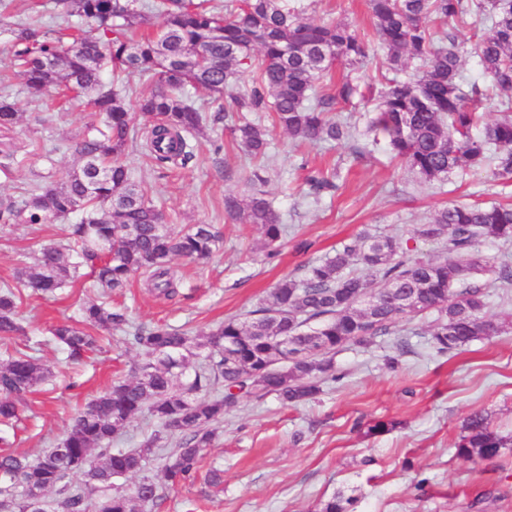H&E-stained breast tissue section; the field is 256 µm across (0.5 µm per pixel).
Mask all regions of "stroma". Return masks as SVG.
Masks as SVG:
<instances>
[{
    "mask_svg": "<svg viewBox=\"0 0 512 512\" xmlns=\"http://www.w3.org/2000/svg\"><path fill=\"white\" fill-rule=\"evenodd\" d=\"M290 2L313 21L342 20L367 38L375 36L367 0ZM37 15L48 31L81 25L78 18L59 17L55 0H13L0 12V74L8 75L20 114L12 132H0V145L17 147L11 175L0 174V198L19 199L34 185L65 181L78 166L75 141L89 126L104 124L102 115L82 103L32 96L10 74L11 30ZM385 58L381 51L334 70L358 86L351 102L334 110L351 126L350 140L292 139L268 112H231L216 122L214 107L197 92L189 101L210 121L204 136L192 139L195 158L187 166L157 168L138 146H129L127 164L168 222L216 225L224 241L207 262L175 265L176 297L155 296L137 280L116 295V303L136 322L206 333L263 305L283 276H303L309 265L362 232L405 239L414 251L437 258L441 243L413 236L436 211L453 203H512V180L479 169L426 183L393 156L385 140L366 136L389 76ZM242 117L266 128L267 157L238 150L230 127ZM310 168L335 175V195L306 196ZM255 174L264 178L267 197L288 227L271 260L256 227L224 211L225 196L247 195ZM61 238L57 224H0V285L12 282L41 246ZM96 297L88 287L56 299L24 297V325L31 339L42 341L40 357L52 375L9 431L14 450L34 458L59 442L76 413L113 379L128 376L136 362V346L119 333L103 353L79 365L48 344L53 324L78 318L80 303ZM435 317L432 311L403 317L390 335L337 349L336 380L326 381L308 402L285 406L272 395L241 399L202 451L204 468L223 470V485L212 488L199 479L164 490L148 512H318L338 493L352 499V512H512V452L494 461L453 453L462 422L473 411H485L501 431H512V328L440 355L429 345ZM379 420L394 422V429L365 435L363 425Z\"/></svg>",
    "mask_w": 512,
    "mask_h": 512,
    "instance_id": "obj_1",
    "label": "stroma"
}]
</instances>
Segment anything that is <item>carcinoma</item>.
Segmentation results:
<instances>
[{"label":"carcinoma","mask_w":512,"mask_h":512,"mask_svg":"<svg viewBox=\"0 0 512 512\" xmlns=\"http://www.w3.org/2000/svg\"><path fill=\"white\" fill-rule=\"evenodd\" d=\"M134 2L62 0L67 13L84 23L73 36L78 49L65 56L62 41L44 40L37 25L14 31V61L27 87L89 96L105 129L75 143L79 167L66 181L36 185L19 200H0V224H61L64 232V241L43 247L33 267L19 269L15 284L0 290V340L27 336L18 312L24 295L62 293L87 266L101 299L82 304L79 320L54 326L53 340L79 361L100 349L97 332H120L132 338L140 361L132 376L88 402L65 436L37 458L9 451L7 437L0 436V512H43L38 503L50 491L58 495L59 512H143L162 498L160 486L144 477L128 492L116 481L144 469L162 432L176 437L162 469L164 486L174 488L196 477L201 450L210 447L215 425L239 399L274 394L297 404L314 397L321 384L336 379V349L385 336L398 318L437 311L430 346L440 355L507 327L486 314L481 287L469 282L482 272L512 282V264L496 266L480 252L485 241H512V206L505 205L454 204L419 225L415 237L444 243L440 260L413 253L398 237L362 234L308 266L303 276L284 277L250 316L227 319L203 335L137 324L125 309L105 302L139 275L156 295L173 297V261L207 259L221 243L210 224L178 229L165 223L145 197L123 161L136 120L145 122L147 155L159 165L185 166L194 158L186 137L202 132L207 117L188 103L189 86L228 112H271L293 138L341 141L349 126L330 111L350 101L358 86L345 78L316 99L311 91L335 65L358 64L371 49L349 24L315 23L286 0H237L235 8L211 0H160L145 11L133 8ZM368 7L394 72L369 130L426 182L488 164L497 179L512 175V98L501 102L503 117L489 122L478 111L482 91L461 73L469 52L496 90L512 92V0H368ZM468 17L491 22L490 34L469 48L454 29ZM429 19L440 33L429 28ZM405 52L421 60L422 68L401 78ZM250 68L257 69L255 85L247 93H231ZM134 73L147 78L150 89L130 106L118 82ZM17 120V109L1 93L0 130ZM230 131L245 154H266L265 128L245 122ZM306 183L316 197L337 188L320 172ZM224 210L258 226L265 255L276 253L286 225L263 190L252 187L241 201L225 197ZM355 262L365 274L346 272ZM49 376L27 344L0 362L1 426L20 419L28 395ZM144 413L159 429L138 448L112 447ZM507 448L512 437L494 430L481 411L467 416L454 443L456 456L464 459H496Z\"/></svg>","instance_id":"obj_1"}]
</instances>
